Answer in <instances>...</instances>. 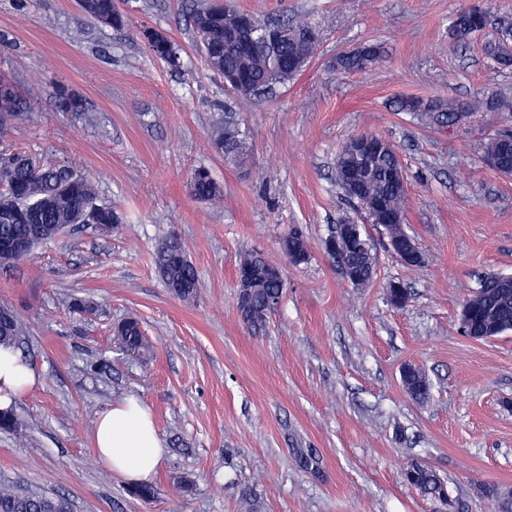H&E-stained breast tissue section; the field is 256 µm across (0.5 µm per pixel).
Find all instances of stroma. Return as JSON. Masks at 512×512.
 <instances>
[{
	"instance_id": "1",
	"label": "stroma",
	"mask_w": 512,
	"mask_h": 512,
	"mask_svg": "<svg viewBox=\"0 0 512 512\" xmlns=\"http://www.w3.org/2000/svg\"><path fill=\"white\" fill-rule=\"evenodd\" d=\"M471 2L233 0L261 21L300 19L318 34L302 71L252 101L197 51V0H125L120 28L95 23L77 0H0V69L30 105L0 146L81 170L121 218L109 236L69 225L0 272V305L17 313L41 378L14 404L27 430L0 431V482L65 494L73 512H495L493 489L512 488V331L470 339L457 318L484 275H512V178L489 169L480 150L512 133V111L448 127L400 107L512 100V68L484 52L512 31V0H483L490 23L461 45L448 31ZM144 27L179 46V66L151 55ZM365 44L380 47L378 61L338 67L340 54ZM61 85L94 122L58 108ZM228 118L249 150L242 166L211 144ZM363 133L400 156L403 228L421 266L401 263L385 227L336 185L337 151ZM199 167L222 187L221 204L187 193ZM346 217L375 258L360 288L320 247ZM293 228L310 241L299 266L279 249ZM171 234L199 273L195 301L173 296L154 263ZM247 251L286 282L258 328L237 310ZM392 282L408 292L404 307L387 300ZM76 298L97 313L71 312ZM130 318L153 344L150 359L115 340ZM94 364L102 370L93 377ZM408 364L428 379L426 400L406 392ZM128 397L150 410L166 447L148 501L129 495L92 445L97 416ZM414 462L442 479L451 507L405 481Z\"/></svg>"
}]
</instances>
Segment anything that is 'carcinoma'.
Instances as JSON below:
<instances>
[{
  "label": "carcinoma",
  "instance_id": "carcinoma-1",
  "mask_svg": "<svg viewBox=\"0 0 512 512\" xmlns=\"http://www.w3.org/2000/svg\"><path fill=\"white\" fill-rule=\"evenodd\" d=\"M79 4L91 20L101 25L122 27L128 22L120 8V0H79ZM488 16L484 9L476 14L473 23L463 17L455 19L450 28L451 38L460 43L467 41L474 30L486 27ZM231 22L232 18L224 17V10L212 6L209 0H200L191 15L193 29L204 34L200 52L210 71L222 73L227 66L244 73L256 88V100L296 75V72L283 68L279 78H270L273 61L261 48L246 56L224 48V25ZM316 49L317 41L301 38L288 42L280 50V56L304 55L309 58ZM149 51L174 67L179 64V54L173 52L172 41L161 32H155ZM484 51L502 68L512 67V42L508 39L491 41L485 45ZM379 56L380 47L367 45L339 55L337 63L341 69L350 71L363 68ZM57 99L62 111L87 114L82 99L72 91L60 88ZM491 102L492 99L481 97L466 102L438 101L431 108V118L440 125H455L466 114L487 108ZM27 110L28 104L16 91L12 79L1 73L0 142L11 133L14 123ZM212 143L223 153L230 145L239 152L243 150L239 132L230 121L212 133ZM399 165L400 158L391 148L377 156L365 172L364 191L371 199L381 201L386 213L402 217L406 210L407 192L392 180V170ZM186 188L191 197L202 202L220 201L224 196L221 187L204 168L194 170ZM96 198L91 180L72 168L21 153L0 152V271H7L24 259V255L12 247L17 240L26 239L35 247L55 238L71 224H89L100 233L119 229L118 214L111 205L96 203ZM280 247L284 256L291 258L296 265L307 261L310 255L309 241L297 229L283 235ZM155 265L166 287L178 299L191 302L199 296V274L177 236L171 235L162 241L155 253ZM238 272L251 276L249 306L240 312V316L249 325H260L269 312V301L282 299L285 280L276 271V265L258 253L244 255L239 261ZM464 306L469 314V332L473 336H481L489 325L503 317H512V289L497 288L493 276H485L480 288L465 301ZM114 334L126 353L138 357L150 354L151 343L137 320L127 319L119 323ZM22 335L20 320L12 309L4 307L0 311V346L19 348ZM27 428V422L14 409L0 410V429L17 434ZM407 474L411 485L424 494L434 497L443 488L438 475L428 467L412 465ZM0 512H72V507L62 495L37 493L1 482Z\"/></svg>",
  "mask_w": 512,
  "mask_h": 512
}]
</instances>
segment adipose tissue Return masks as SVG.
<instances>
[{
    "label": "adipose tissue",
    "mask_w": 512,
    "mask_h": 512,
    "mask_svg": "<svg viewBox=\"0 0 512 512\" xmlns=\"http://www.w3.org/2000/svg\"><path fill=\"white\" fill-rule=\"evenodd\" d=\"M39 381L19 350L0 347V409L10 407ZM93 443L103 467L138 485L153 480L165 457V443L151 412L133 397L112 404L98 416Z\"/></svg>",
    "instance_id": "adipose-tissue-1"
}]
</instances>
